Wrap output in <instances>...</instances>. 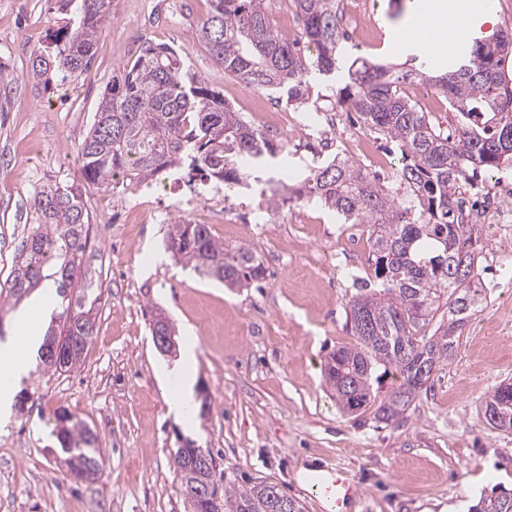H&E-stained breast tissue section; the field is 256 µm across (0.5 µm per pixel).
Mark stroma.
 Listing matches in <instances>:
<instances>
[{
    "label": "stroma",
    "mask_w": 512,
    "mask_h": 512,
    "mask_svg": "<svg viewBox=\"0 0 512 512\" xmlns=\"http://www.w3.org/2000/svg\"><path fill=\"white\" fill-rule=\"evenodd\" d=\"M370 2L365 38L345 44L350 57L401 65L421 55L393 46L410 0ZM211 10V0H111L88 70L36 85L24 77L30 59L69 16L57 0H0V270L36 222L35 191L79 180L77 146L99 96L142 44L173 47L246 120L271 99L225 76L196 39ZM345 84L340 72L317 82L306 104L275 100L289 116L320 115V135L289 129L280 137L283 170L255 172L212 201L189 200L186 183L167 179L151 193L83 185L88 251L112 253L100 333L79 369L27 377L32 407L0 418V512H185L173 464L184 437L211 451L225 485L276 484L305 512H324V503L299 478L303 469L343 470L361 490L349 512H472L491 493H512V433L482 412L486 396L512 382V290L499 287L496 264L512 245L490 225L474 229L484 244L476 268L484 300L453 359L436 367L399 422L378 421L372 406L343 413L324 381L330 354L356 342L346 308L372 277L368 227L306 197L266 211L261 201L268 180L301 183L323 148L346 157L364 134L339 102ZM173 203L177 217L210 225L225 248L249 247L265 281L230 290L182 268L165 249L166 223L154 217ZM155 307L197 345L193 388L210 408L188 426L155 378L158 366L175 363L154 347ZM60 408L98 434L105 466L97 479L60 467L52 435Z\"/></svg>",
    "instance_id": "1"
}]
</instances>
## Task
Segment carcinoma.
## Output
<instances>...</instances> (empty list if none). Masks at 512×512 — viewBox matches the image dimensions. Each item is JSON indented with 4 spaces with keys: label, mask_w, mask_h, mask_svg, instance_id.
Segmentation results:
<instances>
[{
    "label": "carcinoma",
    "mask_w": 512,
    "mask_h": 512,
    "mask_svg": "<svg viewBox=\"0 0 512 512\" xmlns=\"http://www.w3.org/2000/svg\"><path fill=\"white\" fill-rule=\"evenodd\" d=\"M263 0H213V10L196 29L224 74L261 91L304 104L312 82L336 73L341 54L339 0H292L303 23L311 54L279 38ZM110 0H59L73 14V25L56 33L53 50L32 56L27 77L42 80L56 70L68 77L91 64L93 48L103 33ZM512 58L505 33L475 40L448 70H398L385 64L353 61L341 103L360 115L363 127L399 145L404 161L396 174L409 199L384 185L379 175L337 156L310 170L303 189L325 208L351 224L370 228L375 283L349 301L348 320L357 345L336 349L324 367L326 384L336 404L353 414L375 400L373 373L397 379L384 396L377 418L393 423L409 408L427 381L422 368L435 369L451 360L463 328L482 303L474 267L484 245L458 221L453 206L460 183L481 172L512 164ZM435 87L456 116L455 127L441 130L431 113L404 95L414 80ZM282 145L265 136L224 101V94L203 78L183 70L177 52L164 44L141 47L132 66L109 84L95 119L78 146L83 180L104 189L122 182L141 184L169 174L189 160L190 173L201 181L217 179L239 186L250 179L262 159L276 158ZM288 200V185L272 184L266 207ZM31 206L37 223L22 241L5 282L0 312L40 287L52 268L56 292L64 304L60 320L44 333L37 369L71 372L83 363L97 334L96 304L105 295L87 265L89 211L81 188L44 187ZM166 250L179 262L228 288H248L265 278V269L247 247L224 249L209 225L179 219L168 224ZM432 335L422 332L442 307ZM491 426L512 432V383H502L485 399ZM57 455L70 476L101 474L103 448L98 434L64 409L54 411ZM209 449L192 440L177 449L174 466L180 485L209 477L210 470L188 469V457ZM203 512H278L264 483L224 490L220 505ZM476 512H512V494L490 495Z\"/></svg>",
    "instance_id": "1"
}]
</instances>
